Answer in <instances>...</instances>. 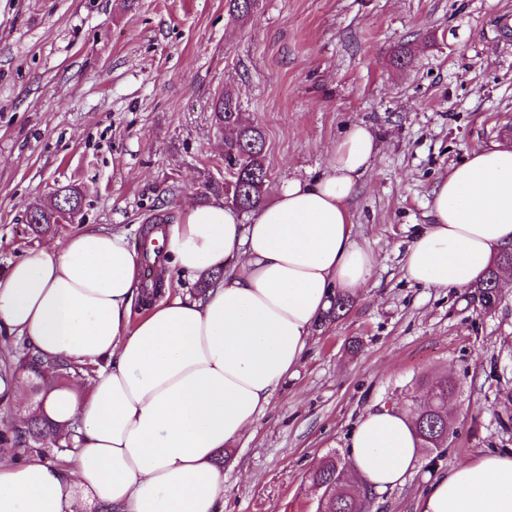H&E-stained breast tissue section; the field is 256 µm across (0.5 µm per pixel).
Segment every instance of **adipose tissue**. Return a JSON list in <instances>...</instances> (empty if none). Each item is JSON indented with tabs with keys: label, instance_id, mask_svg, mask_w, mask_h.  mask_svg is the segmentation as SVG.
I'll return each instance as SVG.
<instances>
[{
	"label": "adipose tissue",
	"instance_id": "ef3b65f1",
	"mask_svg": "<svg viewBox=\"0 0 512 512\" xmlns=\"http://www.w3.org/2000/svg\"><path fill=\"white\" fill-rule=\"evenodd\" d=\"M380 141L348 126L314 178H292L248 222L224 204L186 202L165 226V264L205 295L167 293L140 319L141 254L124 231L89 225L0 273V332L43 356L95 364L41 411L77 424L73 470L37 454L0 462V512H219L216 455L268 413L336 293L359 296L376 267L353 234L350 203ZM404 254L405 277L462 289L512 246V144L476 147L430 200ZM361 489L402 485L420 459L410 414L366 412L348 444ZM418 512H512V454L429 479Z\"/></svg>",
	"mask_w": 512,
	"mask_h": 512
}]
</instances>
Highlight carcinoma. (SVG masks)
<instances>
[{"label":"carcinoma","mask_w":512,"mask_h":512,"mask_svg":"<svg viewBox=\"0 0 512 512\" xmlns=\"http://www.w3.org/2000/svg\"><path fill=\"white\" fill-rule=\"evenodd\" d=\"M215 124L232 133L224 143V183L227 195L234 207L242 211L252 210L263 200L268 169L265 166L264 137L261 131L247 123L240 112V105L230 94L217 100L214 108ZM56 195L62 206L80 212L82 196L72 186H64ZM54 206L33 204L29 206L26 220L29 230L35 235L48 232L51 227ZM512 259V249L501 252L497 263L485 277L473 285V290L498 293V271ZM68 363L64 361L45 362L41 355L29 346H22L18 361L5 367V371H22L34 380L35 393L46 397L49 391L59 387L67 378ZM454 390V382L441 379L429 385L431 403L424 406L412 399L409 413L414 419L420 447L432 453L442 443L441 437L448 428V402ZM73 432L62 430L56 423L34 418L25 420L20 426L0 430V445L23 451L39 450L50 452L63 444H71ZM314 485L330 495L328 508L331 512H371V501L356 500L352 494V479L345 473L344 464L333 457L312 475Z\"/></svg>","instance_id":"cac0c4a2"}]
</instances>
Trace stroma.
I'll return each instance as SVG.
<instances>
[{"instance_id": "stroma-1", "label": "stroma", "mask_w": 512, "mask_h": 512, "mask_svg": "<svg viewBox=\"0 0 512 512\" xmlns=\"http://www.w3.org/2000/svg\"><path fill=\"white\" fill-rule=\"evenodd\" d=\"M508 23L512 0H257L242 18L226 0H0V273L86 224L136 245L182 202L223 200L222 94L264 136L270 196L321 174L352 123L381 142L350 205L371 284L321 320L271 411L222 451V512H318L311 475L348 459L359 415L443 377L447 448L371 512H417L428 476L512 452V288L485 310L402 269L449 166L512 143ZM68 184L84 194L74 223L30 235L29 205Z\"/></svg>"}]
</instances>
